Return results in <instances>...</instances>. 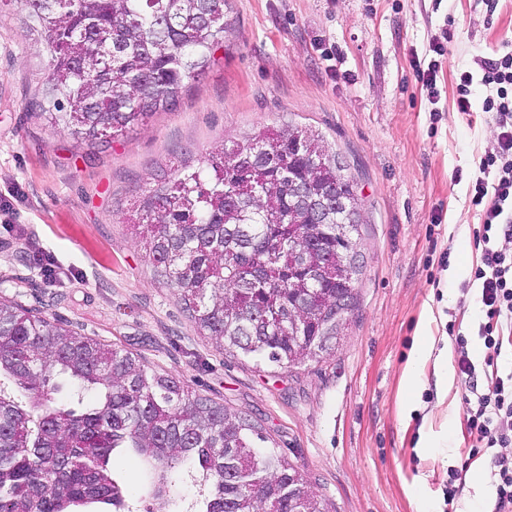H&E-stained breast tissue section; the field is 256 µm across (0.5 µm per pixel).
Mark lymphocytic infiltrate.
<instances>
[{
  "label": "lymphocytic infiltrate",
  "mask_w": 512,
  "mask_h": 512,
  "mask_svg": "<svg viewBox=\"0 0 512 512\" xmlns=\"http://www.w3.org/2000/svg\"><path fill=\"white\" fill-rule=\"evenodd\" d=\"M480 75L465 71L457 85L459 111H470L473 83L488 93L482 109L496 113L499 133L494 152L481 157L473 186L472 202L481 208V227L476 234L481 263L474 278L481 287L484 321L479 335L486 348L484 362L491 367L483 391L466 400L467 429L479 447L491 450L494 477V512H512V457L494 449L512 440V373L496 372L501 354V333L512 328V256L498 249L499 238H512V50L480 64Z\"/></svg>",
  "instance_id": "1"
}]
</instances>
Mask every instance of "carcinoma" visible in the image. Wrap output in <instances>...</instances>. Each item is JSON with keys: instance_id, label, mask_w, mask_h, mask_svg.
Returning a JSON list of instances; mask_svg holds the SVG:
<instances>
[{"instance_id": "cac0c4a2", "label": "carcinoma", "mask_w": 512, "mask_h": 512, "mask_svg": "<svg viewBox=\"0 0 512 512\" xmlns=\"http://www.w3.org/2000/svg\"><path fill=\"white\" fill-rule=\"evenodd\" d=\"M23 25L41 41L47 76L33 103L56 131L93 146L117 140L174 105L222 46L228 0H25ZM320 189L329 222L308 246L336 259V196L353 194L336 152L294 125L223 147L194 169L137 196L157 274L177 288L195 324L226 350L293 365L310 344L330 349L336 307L353 282L326 274L299 287L288 239L300 188ZM70 384L53 397L54 380ZM236 414L148 372L131 353L0 302V512H126L110 469L125 448L152 475L147 495L172 497L180 470L207 494L197 512H288L298 468L248 436Z\"/></svg>"}]
</instances>
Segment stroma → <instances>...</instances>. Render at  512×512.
I'll return each mask as SVG.
<instances>
[{"label": "stroma", "instance_id": "obj_1", "mask_svg": "<svg viewBox=\"0 0 512 512\" xmlns=\"http://www.w3.org/2000/svg\"><path fill=\"white\" fill-rule=\"evenodd\" d=\"M23 13V0H0V298L224 404L330 512H418L423 499L432 512H493L489 457L472 448L463 397L486 383L471 190L498 124L481 100L461 112L456 99L460 71L512 45V0H230L223 46L172 111L92 148L34 114L45 58ZM416 60L437 62L435 90L418 81ZM291 122L346 161L364 222L355 305L335 346L283 368L201 332L127 217L174 163ZM40 254L55 260L53 281L36 268ZM459 335L477 368L469 382ZM423 336L433 356L409 404L406 368ZM459 469L465 484L452 498ZM111 471L134 512H163L139 493L135 455L115 452Z\"/></svg>", "mask_w": 512, "mask_h": 512}]
</instances>
